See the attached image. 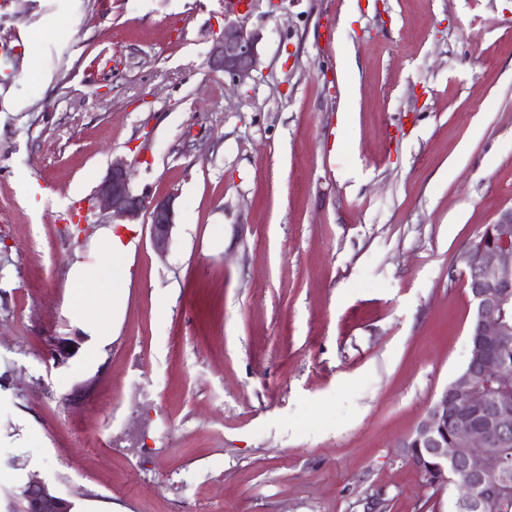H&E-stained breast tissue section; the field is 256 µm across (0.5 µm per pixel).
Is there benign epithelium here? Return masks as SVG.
<instances>
[{"mask_svg": "<svg viewBox=\"0 0 512 512\" xmlns=\"http://www.w3.org/2000/svg\"><path fill=\"white\" fill-rule=\"evenodd\" d=\"M258 37L239 21L224 20L207 64L237 84L251 77L258 62ZM96 200L112 219L150 218V241L158 254L168 250L175 225V194L151 197L135 192L126 163L116 158L97 185ZM462 276L474 311L467 366L445 387L418 422L403 447L424 486L444 489L452 474L463 470L468 480L455 483V512H498L512 497V462L502 449L512 444V368L488 367V351L512 335V206L501 210L460 256ZM8 512H71L72 503L46 482L31 478L7 505Z\"/></svg>", "mask_w": 512, "mask_h": 512, "instance_id": "1", "label": "benign epithelium"}]
</instances>
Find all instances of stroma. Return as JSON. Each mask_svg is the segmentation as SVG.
Instances as JSON below:
<instances>
[{"mask_svg": "<svg viewBox=\"0 0 512 512\" xmlns=\"http://www.w3.org/2000/svg\"><path fill=\"white\" fill-rule=\"evenodd\" d=\"M0 0V512H452L402 447L470 348L458 255L512 206V0ZM350 98L355 110L343 117ZM176 194L85 364L66 269L113 159ZM71 341L64 364L54 340ZM258 37L244 23L224 17V30L214 39L207 64L233 83L243 84L258 62ZM21 491V496L14 495L9 500L8 511L20 508L22 512H71L72 503L41 479L31 478Z\"/></svg>", "mask_w": 512, "mask_h": 512, "instance_id": "1", "label": "stroma"}]
</instances>
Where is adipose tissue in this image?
Listing matches in <instances>:
<instances>
[{"mask_svg": "<svg viewBox=\"0 0 512 512\" xmlns=\"http://www.w3.org/2000/svg\"><path fill=\"white\" fill-rule=\"evenodd\" d=\"M135 248V240H121L114 226H104L97 232L92 260L73 262L66 270L70 287L92 291L89 300L67 305L72 325L86 337V360L102 357L119 329Z\"/></svg>", "mask_w": 512, "mask_h": 512, "instance_id": "obj_1", "label": "adipose tissue"}]
</instances>
